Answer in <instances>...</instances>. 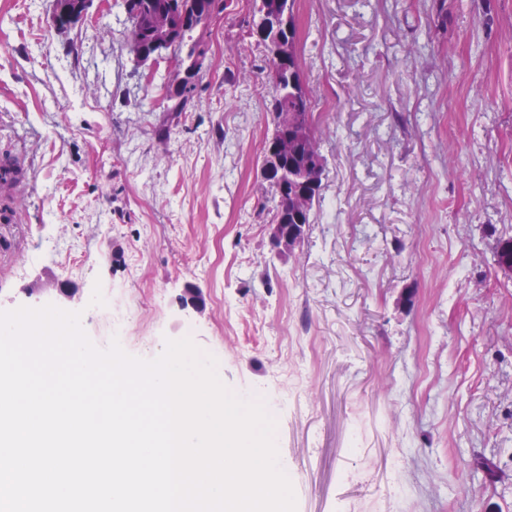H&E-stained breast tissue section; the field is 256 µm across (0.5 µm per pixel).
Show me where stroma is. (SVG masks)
<instances>
[{"mask_svg": "<svg viewBox=\"0 0 512 512\" xmlns=\"http://www.w3.org/2000/svg\"><path fill=\"white\" fill-rule=\"evenodd\" d=\"M50 7L0 0V159L26 171L0 311L80 312L102 349L136 312L122 347L143 359L193 327L223 383L278 413L297 512H512V0H296L327 173L282 260L246 0L204 33L183 112L121 17L55 33ZM287 224L273 222L269 224L268 234L276 256H288L299 248L307 235V225L295 224L290 229Z\"/></svg>", "mask_w": 512, "mask_h": 512, "instance_id": "1", "label": "stroma"}]
</instances>
